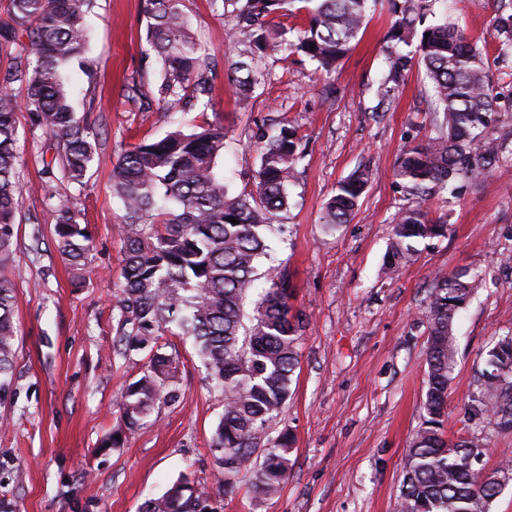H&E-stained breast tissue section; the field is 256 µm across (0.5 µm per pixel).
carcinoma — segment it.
<instances>
[{"label":"carcinoma","mask_w":512,"mask_h":512,"mask_svg":"<svg viewBox=\"0 0 512 512\" xmlns=\"http://www.w3.org/2000/svg\"><path fill=\"white\" fill-rule=\"evenodd\" d=\"M229 54L228 84L248 105L257 98L267 58L310 62L330 73L363 36L369 10L382 0H221ZM390 15L387 71L377 89L380 104L391 103L413 68L423 70L430 112V135L407 145L394 177L419 200L393 221L382 262L392 278L413 264L419 245L448 233L445 217H430L422 202L507 167L504 144L492 136L495 125L512 116V95L494 91L485 48L471 41L448 18L446 0H387ZM92 0H10L0 19V56L9 65L0 73V270L15 254L14 236L20 192L17 153L18 104L12 85L27 88L23 108L30 126L48 135L55 155L46 163L48 183L79 187L97 154L98 133L78 115L64 68L89 63L86 16ZM279 22H273V19ZM145 57L160 64L155 91L139 81L124 86L127 101L146 111L165 112L212 106L205 49L192 35L182 0H145ZM498 52L512 55V13L496 20ZM25 37L29 52L13 46ZM219 120L192 131L176 128L124 150L112 166V194L123 215L118 232L124 243L123 278L115 308L116 335L128 351L149 359L121 394L120 419L133 431L161 403L181 398L177 362L165 336L192 340L195 354L224 395V412L213 438L217 488L208 491L182 475L164 493L147 499L141 512H222L237 491L238 476H251L253 492L271 497L288 472L293 445L290 430L260 445L268 424L290 397L298 365L296 345L306 315L289 305L293 275L288 265L260 293L253 318L243 324L245 299L261 259L269 256L268 234L288 211L289 186L301 159L292 126L255 134L258 169L255 188L236 190L219 175L224 154ZM369 181L360 165L341 180L322 209L329 231L350 221ZM58 248L82 279L92 249L87 225L79 222L73 200L49 191ZM234 218L237 223L229 222ZM483 284L478 272L438 273L425 305L427 381L422 422L407 451L399 512H489L501 486L487 479L473 454L485 455L478 438L444 437L448 385L456 357L455 323ZM17 338L14 290L0 281V407L14 394ZM482 372L486 402L473 409L490 412L497 428L512 431V336L488 352Z\"/></svg>","instance_id":"obj_1"}]
</instances>
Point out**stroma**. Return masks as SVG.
I'll return each mask as SVG.
<instances>
[{"label":"stroma","mask_w":512,"mask_h":512,"mask_svg":"<svg viewBox=\"0 0 512 512\" xmlns=\"http://www.w3.org/2000/svg\"><path fill=\"white\" fill-rule=\"evenodd\" d=\"M141 0H95L87 16L93 76L73 71L77 111L99 132L98 156L85 189L56 183L74 197L92 235L82 284L57 247L46 206L44 162L52 140L31 132L18 114L20 189L16 257L1 276L15 295L16 395L0 423V500L13 512H139L180 475L213 486L211 451L224 396L216 390L190 342L171 337L182 398L159 404L124 444H101L120 422L118 403L148 356L125 352L115 334L114 306L123 286V214L112 194L113 163L129 144L194 127L220 116L226 131L219 163L236 189L252 187L257 150L251 135L262 125L295 126L305 155L291 206L282 222L287 241L276 262L258 266L256 288L269 287L277 264L294 273L292 305L308 325L298 345L292 395L267 429L294 435L288 473L278 495L257 497L248 475L223 512H397L406 450L422 418L426 379L425 299L436 272L476 269L486 276L455 328L456 366L448 390V438L478 436L485 470L512 457V433L493 419L469 420L481 395L487 351L512 334V167L481 178L455 198L432 197V215L445 216L447 237L422 247L417 261L391 279L379 268L394 215L412 199L393 176L410 142L430 133L423 75L412 71L391 106L378 108L390 27L387 9L368 18L362 39L336 71L266 60L252 109L241 110L225 78L228 45L219 0H184L195 37L211 63L213 111L142 112L122 94L126 78L157 76L145 65ZM452 20L487 52L496 91L512 89V58H498L494 22L499 0H448ZM371 182L350 223L326 233L321 208L338 182L358 165Z\"/></svg>","instance_id":"obj_1"}]
</instances>
